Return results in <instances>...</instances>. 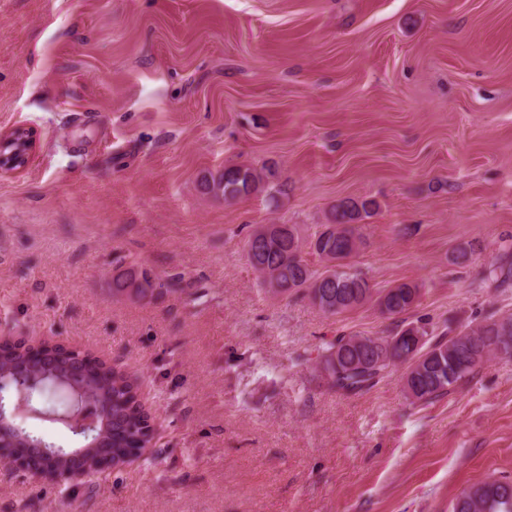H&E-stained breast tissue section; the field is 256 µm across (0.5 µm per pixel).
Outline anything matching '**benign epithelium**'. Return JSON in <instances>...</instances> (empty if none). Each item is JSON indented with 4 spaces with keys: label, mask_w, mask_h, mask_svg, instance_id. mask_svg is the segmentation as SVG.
Instances as JSON below:
<instances>
[{
    "label": "benign epithelium",
    "mask_w": 512,
    "mask_h": 512,
    "mask_svg": "<svg viewBox=\"0 0 512 512\" xmlns=\"http://www.w3.org/2000/svg\"><path fill=\"white\" fill-rule=\"evenodd\" d=\"M33 145V133L15 129L0 136V168L26 166ZM16 353L24 355L29 366L48 361L59 367L54 372L56 382L45 380L42 374L24 372L14 378L0 379V467L13 473L31 475L50 481L59 487H69L95 474L118 467L112 451L100 450L89 466L57 469L50 464L49 445L40 439L20 438L22 420L37 416L60 422L76 435L96 438L97 422L103 406L93 391L86 388L92 378L112 377V362L98 359L88 351L53 342L33 348L23 338H0V357ZM46 394L54 396L55 409L37 408L33 401ZM153 425L145 415L139 432L127 437L125 462L144 456L151 448Z\"/></svg>",
    "instance_id": "obj_1"
}]
</instances>
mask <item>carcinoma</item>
<instances>
[{"instance_id": "cac0c4a2", "label": "carcinoma", "mask_w": 512, "mask_h": 512, "mask_svg": "<svg viewBox=\"0 0 512 512\" xmlns=\"http://www.w3.org/2000/svg\"><path fill=\"white\" fill-rule=\"evenodd\" d=\"M207 194L224 199L248 197L269 189L266 176L246 165H229L203 178ZM378 204L367 199H344L332 206L327 223L311 240H304L294 224H261L246 240L249 264L272 297L302 292L311 304L328 315H339L364 306L397 317L419 303L421 288L401 282L375 288L354 263L363 244L359 224L371 217ZM310 249L323 263L313 269L304 258ZM488 288H512V243L503 242L484 272ZM162 284L146 270L127 268L112 280V293L137 300H153ZM425 338L431 356L412 365L415 337ZM512 358V313H492L476 325L453 335L437 333L426 322L410 323L392 336L344 335L326 343L322 361L330 384L337 391L356 394L368 390L391 372L404 369L403 381L411 403L429 405L448 395L478 367L493 358ZM134 385L124 374L112 371V382L100 388L104 401L112 402V456L125 454L122 432L138 429L143 412L120 401L128 400ZM451 512H512V480L488 478L463 489L452 501Z\"/></svg>"}]
</instances>
